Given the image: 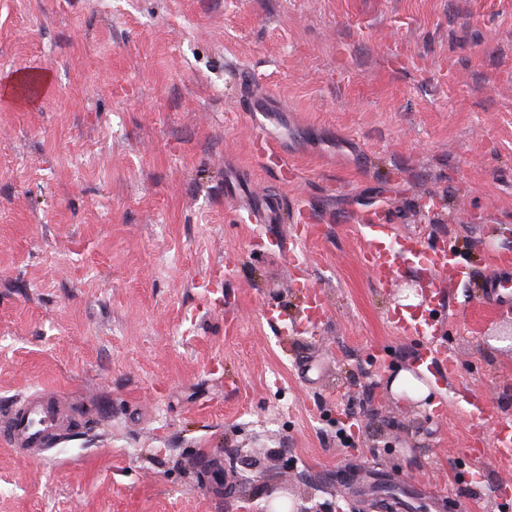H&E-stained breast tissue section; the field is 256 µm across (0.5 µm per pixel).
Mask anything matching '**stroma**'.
Instances as JSON below:
<instances>
[{
	"mask_svg": "<svg viewBox=\"0 0 512 512\" xmlns=\"http://www.w3.org/2000/svg\"><path fill=\"white\" fill-rule=\"evenodd\" d=\"M33 70L47 90L0 97V413L53 389L78 425L38 456L0 440V512H353L337 480L359 473L422 488L407 512H501L512 347L490 340L512 304L478 283L512 254V0H0V78ZM247 184L284 223H228ZM375 209L475 273L445 297L452 386L425 402L389 390L419 344L387 315L425 292L369 278ZM305 210L321 231L293 268L274 238ZM293 275L325 295L316 325ZM252 150L263 161L274 158L280 169L289 174L290 180L295 179L296 173L293 164L288 161V157L280 151L276 143L264 137H256L252 142ZM494 446L500 462L511 467L512 464V420L505 418L497 422Z\"/></svg>",
	"mask_w": 512,
	"mask_h": 512,
	"instance_id": "1",
	"label": "stroma"
}]
</instances>
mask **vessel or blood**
I'll use <instances>...</instances> for the list:
<instances>
[{"mask_svg":"<svg viewBox=\"0 0 512 512\" xmlns=\"http://www.w3.org/2000/svg\"><path fill=\"white\" fill-rule=\"evenodd\" d=\"M252 150L259 159H275L281 170L294 174L293 164L276 143L258 137L252 143ZM252 219L264 224H276L280 222L281 214L269 208L238 209L232 214V221L236 224ZM357 222L365 241L360 259L377 285L392 286L405 271L410 259L420 260L419 271L429 296L426 308L415 312L397 310L390 314L389 320L404 336L420 341L415 362L421 370L432 371L438 367L453 366L454 357L444 344L448 314L443 295L447 288L469 279L467 262L451 245L444 243L426 249L417 237L398 235L384 211L374 210L360 215ZM496 264L500 274L486 284L487 294L495 296L500 295L506 285L512 282V255L499 256ZM294 286L305 299L306 320L314 322L322 319L326 309L321 290L304 280L295 281ZM74 426L75 418L63 398L56 391L42 389L28 394L11 406L5 423L0 425V439L8 442L20 454L30 455L49 450L69 434ZM494 446L500 462L511 465V419L498 421Z\"/></svg>","mask_w":512,"mask_h":512,"instance_id":"vessel-or-blood-1","label":"vessel or blood"}]
</instances>
